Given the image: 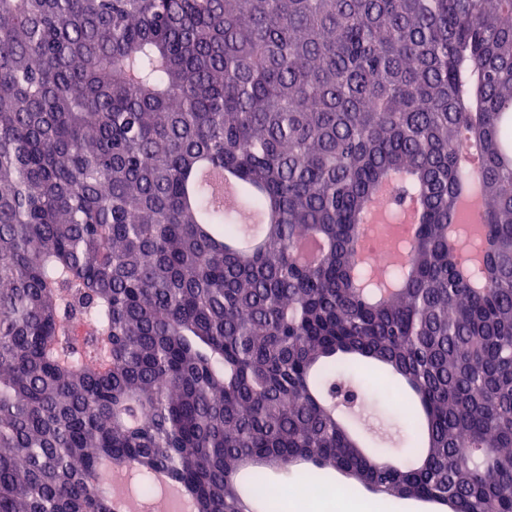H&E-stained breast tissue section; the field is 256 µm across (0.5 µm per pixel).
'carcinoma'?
<instances>
[{
  "instance_id": "carcinoma-1",
  "label": "carcinoma",
  "mask_w": 512,
  "mask_h": 512,
  "mask_svg": "<svg viewBox=\"0 0 512 512\" xmlns=\"http://www.w3.org/2000/svg\"><path fill=\"white\" fill-rule=\"evenodd\" d=\"M508 18L0 0V512L161 505L159 472L192 512H275L256 475L302 463L512 512ZM464 184L479 288L449 236ZM411 199L409 240L360 258L367 215Z\"/></svg>"
}]
</instances>
